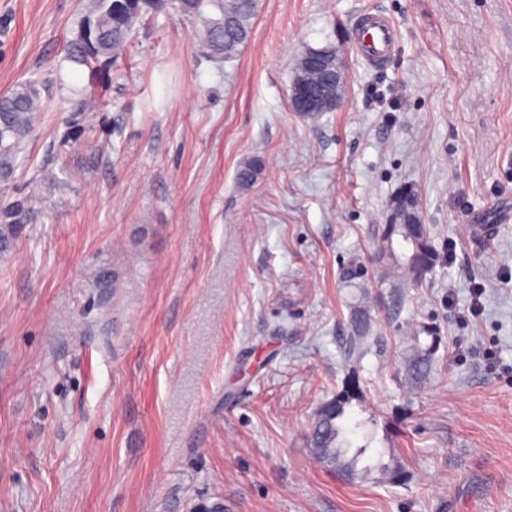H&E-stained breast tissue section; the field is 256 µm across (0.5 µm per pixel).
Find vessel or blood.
Segmentation results:
<instances>
[{"instance_id": "1", "label": "vessel or blood", "mask_w": 512, "mask_h": 512, "mask_svg": "<svg viewBox=\"0 0 512 512\" xmlns=\"http://www.w3.org/2000/svg\"><path fill=\"white\" fill-rule=\"evenodd\" d=\"M394 22L377 12L367 11L356 20L352 43L366 67L381 70L387 67L394 55L396 42Z\"/></svg>"}]
</instances>
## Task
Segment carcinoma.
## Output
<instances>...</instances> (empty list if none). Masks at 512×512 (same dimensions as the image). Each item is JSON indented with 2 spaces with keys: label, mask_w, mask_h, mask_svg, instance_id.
I'll return each mask as SVG.
<instances>
[{
  "label": "carcinoma",
  "mask_w": 512,
  "mask_h": 512,
  "mask_svg": "<svg viewBox=\"0 0 512 512\" xmlns=\"http://www.w3.org/2000/svg\"><path fill=\"white\" fill-rule=\"evenodd\" d=\"M172 10L181 15L196 18L201 23L198 44L199 56L206 59H231L250 38L256 16L257 0H87L84 13L67 41L63 61L88 71V82L73 90L71 103L74 112L67 121V130L48 146L46 159L40 173L33 179L37 188L60 190L66 185L62 176L67 174V155L75 145L86 143L91 160L99 159V149L93 146V126L90 118L96 97L98 78L111 70L122 57L136 34L137 24L151 15ZM39 92L35 81L29 80L0 95V185L13 184L16 171L29 165L26 142L37 120ZM261 161H249L239 173V184L248 187L257 178ZM18 197L0 207V253L8 252L15 242L30 236L33 225L39 223L36 192L16 190ZM382 245L373 261L385 267L386 274L395 275L404 284L415 288L423 286L427 276L446 260L430 236L426 225L419 224L418 251L415 261L408 252L411 241L402 235L400 225L383 224L377 228ZM368 278L366 265L352 260L342 270V283L349 288H363ZM373 320L366 305L353 306L350 340L357 343L366 339ZM417 333L430 337V343H415L404 357L406 384L421 382L430 372L434 355L440 344L437 328L432 325L418 326ZM360 394L359 381L348 377L342 388L320 410L312 430L310 445L317 459L339 467L350 477L359 475L356 465L370 443L357 447L351 458L342 449L351 447L345 437L346 429L338 424L345 407ZM380 470L386 478L403 483L408 474L398 462L383 464Z\"/></svg>",
  "instance_id": "carcinoma-1"
}]
</instances>
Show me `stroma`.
<instances>
[{
    "label": "stroma",
    "instance_id": "35a3bbf8",
    "mask_svg": "<svg viewBox=\"0 0 512 512\" xmlns=\"http://www.w3.org/2000/svg\"><path fill=\"white\" fill-rule=\"evenodd\" d=\"M82 6L0 0V93L47 83L37 163L66 130L54 68ZM366 9L397 27L381 71L352 47ZM197 33L140 24L92 120L111 152H73L31 239L0 254V512H512V0H260L223 63ZM324 47L344 103L305 117L296 63ZM403 185L451 259L421 288L370 268L373 330L348 357L340 273L368 262ZM478 224L495 231L476 241ZM416 321L441 343L407 396ZM352 374L346 418L373 441L349 482L307 435Z\"/></svg>",
    "mask_w": 512,
    "mask_h": 512
}]
</instances>
